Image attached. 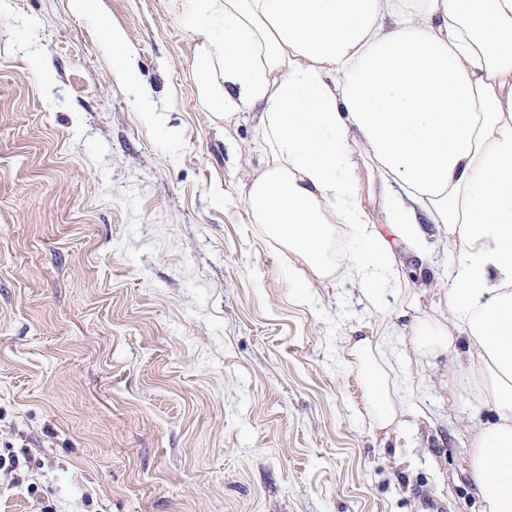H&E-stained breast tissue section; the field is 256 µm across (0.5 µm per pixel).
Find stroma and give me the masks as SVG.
Returning <instances> with one entry per match:
<instances>
[{
	"label": "stroma",
	"instance_id": "stroma-1",
	"mask_svg": "<svg viewBox=\"0 0 512 512\" xmlns=\"http://www.w3.org/2000/svg\"><path fill=\"white\" fill-rule=\"evenodd\" d=\"M6 3L0 454L37 466L0 512H414L420 483L483 512L468 432L491 413L397 330L416 390L377 432L341 349L382 317L350 279L300 287L252 223L254 124L225 134L201 104L181 0ZM126 50L153 124L114 75ZM434 259L408 281L418 315L446 309Z\"/></svg>",
	"mask_w": 512,
	"mask_h": 512
}]
</instances>
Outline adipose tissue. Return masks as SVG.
<instances>
[{
	"instance_id": "ef3b65f1",
	"label": "adipose tissue",
	"mask_w": 512,
	"mask_h": 512,
	"mask_svg": "<svg viewBox=\"0 0 512 512\" xmlns=\"http://www.w3.org/2000/svg\"><path fill=\"white\" fill-rule=\"evenodd\" d=\"M185 22L200 100L225 130L256 122L245 203L302 282L346 273L382 313L396 247L447 252L446 312L389 320L492 412L470 468L484 512H512V0H186ZM382 345L344 349L390 432L404 407Z\"/></svg>"
}]
</instances>
